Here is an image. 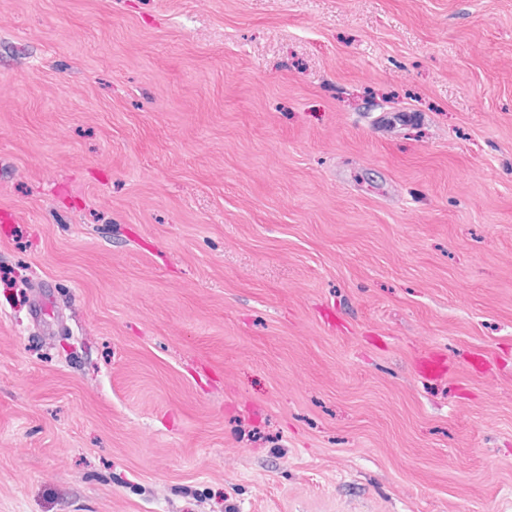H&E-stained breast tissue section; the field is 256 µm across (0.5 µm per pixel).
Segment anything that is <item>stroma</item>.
<instances>
[{
    "mask_svg": "<svg viewBox=\"0 0 512 512\" xmlns=\"http://www.w3.org/2000/svg\"><path fill=\"white\" fill-rule=\"evenodd\" d=\"M0 512H512V0H0Z\"/></svg>",
    "mask_w": 512,
    "mask_h": 512,
    "instance_id": "stroma-1",
    "label": "stroma"
}]
</instances>
